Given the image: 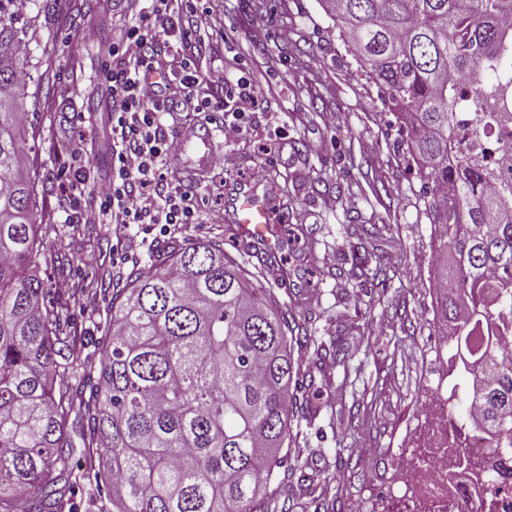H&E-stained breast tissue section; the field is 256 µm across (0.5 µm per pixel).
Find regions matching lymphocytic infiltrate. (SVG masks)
Here are the masks:
<instances>
[{"label":"lymphocytic infiltrate","mask_w":512,"mask_h":512,"mask_svg":"<svg viewBox=\"0 0 512 512\" xmlns=\"http://www.w3.org/2000/svg\"><path fill=\"white\" fill-rule=\"evenodd\" d=\"M187 25L198 40L221 44L224 30L207 17L198 14L193 0H150L149 5H136L119 38L113 42L102 77L107 83L112 110L109 136L98 140L96 149L112 157V178L96 183L89 168L74 171L61 186L62 199L68 202L76 221L87 224H108L121 232V258L137 253L141 243L131 234L134 224L160 226L171 233L200 223L195 193L171 188L161 168L168 146L160 138L161 115L168 108L161 99L152 43L169 28ZM178 81L179 102L189 111L212 120L214 113H227L221 127L225 139L236 138L242 132V122L258 107L259 83L252 77H241L225 83L220 100L199 96L197 87L201 70L195 60L179 58L174 63ZM96 195L99 205L93 210H81V199Z\"/></svg>","instance_id":"obj_1"}]
</instances>
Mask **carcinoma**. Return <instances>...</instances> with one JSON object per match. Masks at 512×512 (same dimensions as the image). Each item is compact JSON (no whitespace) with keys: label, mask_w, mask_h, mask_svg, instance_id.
I'll return each mask as SVG.
<instances>
[{"label":"carcinoma","mask_w":512,"mask_h":512,"mask_svg":"<svg viewBox=\"0 0 512 512\" xmlns=\"http://www.w3.org/2000/svg\"><path fill=\"white\" fill-rule=\"evenodd\" d=\"M16 0H0V46L22 43ZM396 116L397 147L437 226L435 318L448 374L439 410L483 491L512 497V0H323ZM25 63L0 54V512H265L261 478L283 461L290 383H314L338 338L294 334L271 288L215 239L160 253L112 290L98 375L81 356L78 298L50 300L55 263L36 223L20 141ZM505 137L500 158L480 141ZM454 273L448 275V263ZM314 348L301 372L294 349ZM83 448L73 455L70 430Z\"/></svg>","instance_id":"1"}]
</instances>
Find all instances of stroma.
Masks as SVG:
<instances>
[{"label":"stroma","mask_w":512,"mask_h":512,"mask_svg":"<svg viewBox=\"0 0 512 512\" xmlns=\"http://www.w3.org/2000/svg\"><path fill=\"white\" fill-rule=\"evenodd\" d=\"M216 16L228 39L222 51L200 49L172 28L153 45L154 59L198 61L201 92L221 98L224 81L258 75L257 112L241 135H215L210 150L223 166L201 165L186 146L179 123L163 120L161 139L172 143L167 179L192 190L207 221L163 234L139 227L143 240L129 268L150 266L181 241L220 239L245 268L273 253L284 277L275 284L282 310L296 322L307 313L318 340L341 337L350 356L315 381L313 411L294 416L287 448L279 452L290 475L275 473L269 495L287 489L292 512H384L388 501L409 492L426 470L413 454L426 447L427 395L446 370L436 357L441 334L433 288L435 227L410 171L394 145L396 129L380 91L354 60L322 0H196ZM31 79L23 95L26 131L21 151L38 174L37 221L47 230V249L63 262L48 268L50 288L76 292L75 316L83 351L99 360L108 312L112 247L108 224H69L60 197L63 172L87 166L98 182L112 176V159L95 149L108 134L112 102L99 72L128 19V0H21ZM265 14L268 45L250 41V19ZM223 182V195L207 182ZM287 203L288 221L274 226L271 245L237 240L232 221L236 188ZM335 197V209L324 204ZM383 226L371 242V273L338 279L349 267L355 225ZM314 240L318 264L306 261ZM93 299L86 308L85 299Z\"/></svg>","instance_id":"stroma-1"}]
</instances>
